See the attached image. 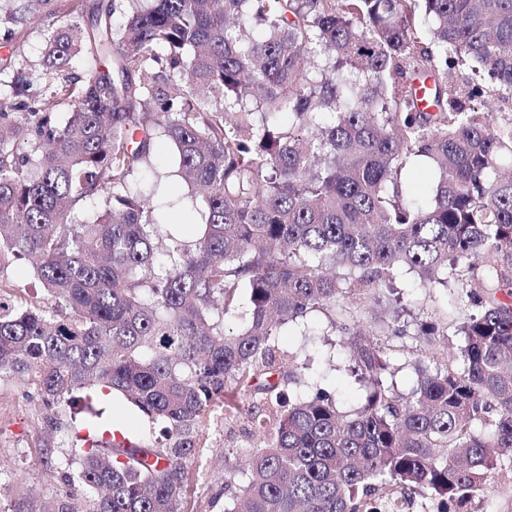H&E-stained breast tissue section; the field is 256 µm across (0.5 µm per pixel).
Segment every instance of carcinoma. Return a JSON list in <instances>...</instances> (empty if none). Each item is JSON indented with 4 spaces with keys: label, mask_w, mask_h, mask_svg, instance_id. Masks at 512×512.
<instances>
[{
    "label": "carcinoma",
    "mask_w": 512,
    "mask_h": 512,
    "mask_svg": "<svg viewBox=\"0 0 512 512\" xmlns=\"http://www.w3.org/2000/svg\"><path fill=\"white\" fill-rule=\"evenodd\" d=\"M8 18L40 25L31 4ZM44 41L46 75L91 66L61 86L62 126L14 82L0 104V267L29 258L45 294L0 297V378L25 375L54 425L78 390L120 394L165 440L109 430L51 512H185L220 409L262 428L244 471L224 465V512H472L512 462V121L462 101L512 103V0H97ZM165 145L191 241L136 187ZM411 157L437 170L427 204L403 196ZM401 268L459 284L457 355L415 358L403 393L389 348L349 338L359 407L294 390L280 330L338 327L337 303L395 294Z\"/></svg>",
    "instance_id": "cac0c4a2"
}]
</instances>
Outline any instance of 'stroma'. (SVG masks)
Listing matches in <instances>:
<instances>
[{"label":"stroma","mask_w":512,"mask_h":512,"mask_svg":"<svg viewBox=\"0 0 512 512\" xmlns=\"http://www.w3.org/2000/svg\"><path fill=\"white\" fill-rule=\"evenodd\" d=\"M75 0H50L40 9L41 26L17 24L0 25V37L10 36L9 47L0 46V66H6L7 76L13 80L33 82L35 91L51 93L55 80L46 78L37 67L44 42V32L63 21ZM407 306L401 314H394L386 301L368 296L344 320L352 330H359L388 344L399 370L396 381L399 388H408L415 378L410 365L419 351L416 326L432 321L448 326L453 334L436 337V347L456 353L461 339L454 331L465 318L459 304L460 290L455 282L436 288H423L414 274L401 272ZM402 327L403 335H391L392 326ZM345 335L332 330L323 313L315 312L304 321L289 325L278 338L283 355L306 351L310 365L306 372L308 384L330 388L342 410L355 408L362 400V392L346 369L347 351L343 347ZM106 408L113 423L126 426L135 442L149 439V427L143 423L134 407L122 396H87L77 392L71 412L63 413V431H53L37 404L22 395L20 378L0 380V459L8 461L11 469L0 476V512H28L37 500H53L66 496L70 487L68 478L73 468L64 462L81 454L86 448L78 433L81 420L72 419V412L85 410L87 405ZM256 432L255 423L233 419L212 426L208 446L202 451V473L188 491V505L194 512H223V500L213 498L214 489L224 479L226 446L236 447L233 462L245 466L244 452ZM52 454L54 467L42 463L45 454ZM475 512H512V464L502 463L494 471L489 491L475 500Z\"/></svg>","instance_id":"stroma-1"}]
</instances>
